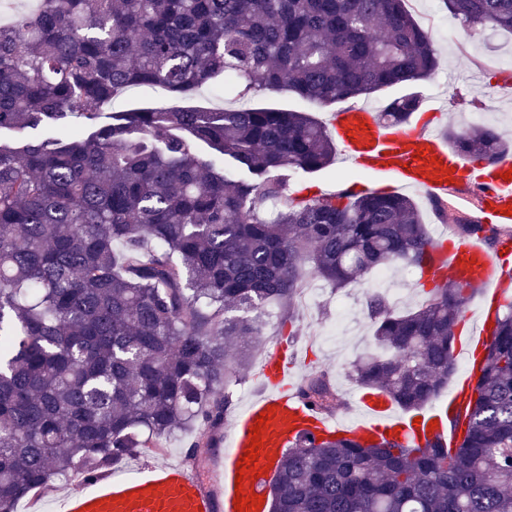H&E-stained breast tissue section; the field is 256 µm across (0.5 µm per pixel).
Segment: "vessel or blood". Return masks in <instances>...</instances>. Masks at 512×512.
<instances>
[{"mask_svg":"<svg viewBox=\"0 0 512 512\" xmlns=\"http://www.w3.org/2000/svg\"><path fill=\"white\" fill-rule=\"evenodd\" d=\"M330 124L342 162L374 174L393 175L398 188L437 197L446 196L452 185L478 188L490 203L485 211L487 220L501 224L512 220L504 214L506 206L512 205V178L505 176L506 171H512L511 157L484 167L474 166L450 153L441 135L427 126L385 124L367 105L334 110ZM510 252L512 242L507 240L500 242L493 253L480 240L454 239L430 250L426 270L437 283L464 278L493 294L503 283L499 256ZM465 319L471 325V336L459 355L468 362L474 347L491 342L493 322L484 305L466 310ZM265 369L274 388L251 402L233 425L219 474L223 500H216L185 468L170 464L154 467L142 477H110L97 480L93 489L72 491L63 502V512H235V497L261 493L259 468L277 462L299 430H308L318 438L343 432L377 440L386 434L406 447L423 444L425 439L445 432L444 425L438 422V408L426 409L416 422L395 412L380 395L362 396L353 416L346 421L317 413L294 389L288 365L279 353L268 355ZM267 410L272 413L269 424L257 426L260 413ZM256 426L261 429L257 436L252 433ZM255 437L263 442L255 464L239 468L241 457Z\"/></svg>","mask_w":512,"mask_h":512,"instance_id":"obj_1","label":"vessel or blood"}]
</instances>
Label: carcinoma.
<instances>
[{"instance_id":"carcinoma-1","label":"carcinoma","mask_w":512,"mask_h":512,"mask_svg":"<svg viewBox=\"0 0 512 512\" xmlns=\"http://www.w3.org/2000/svg\"><path fill=\"white\" fill-rule=\"evenodd\" d=\"M465 30L512 33V0H442ZM438 53L406 0H38L0 24V512L54 478L103 477L178 433L220 429L266 308L288 311L307 276L346 288L383 266L421 269V209L392 192L300 197L290 180L336 160L309 113L251 106L112 113L129 86L191 94L230 76L233 97L285 88L323 106L431 77ZM415 93L381 118L404 124ZM495 161L484 126L445 133ZM204 144L206 155L197 150ZM496 239V224L454 219ZM468 282L394 311L366 302L376 351L350 377L407 412L455 373ZM455 444L420 448L303 432L269 485L270 512H512V300L495 313ZM299 394L342 405L324 373ZM214 440L185 462H206Z\"/></svg>"}]
</instances>
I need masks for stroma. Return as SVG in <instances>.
Wrapping results in <instances>:
<instances>
[{"mask_svg": "<svg viewBox=\"0 0 512 512\" xmlns=\"http://www.w3.org/2000/svg\"><path fill=\"white\" fill-rule=\"evenodd\" d=\"M408 8L439 50L440 64L434 75L411 89L422 100L421 111L433 112V124L441 129L488 125L504 140H512V34L488 29L464 32L460 21L447 10L435 8L433 0H409ZM223 105V97L216 95L210 85L187 97L159 87L136 85L115 96L108 109L126 112L164 106L209 110ZM372 180V175L336 162L317 172L298 173L291 190L302 196L311 187L325 194ZM392 273V285L380 287L368 278L338 291L324 282L311 280L313 294L297 296L293 303L298 330L293 340H285L277 318L268 317L263 342L252 355L246 378L234 388L233 405L224 419L225 425H232L248 403L264 391L263 363L276 345L292 355L295 383H302L315 372L326 373L345 398L337 416L350 415L361 391L348 372L359 356L375 348L374 328L366 311L368 295L380 292L398 311L416 307L421 300L415 276H403L398 265L393 266ZM192 439V434H177L163 454L123 462L115 471L136 476L154 465L183 463Z\"/></svg>", "mask_w": 512, "mask_h": 512, "instance_id": "35a3bbf8", "label": "stroma"}]
</instances>
